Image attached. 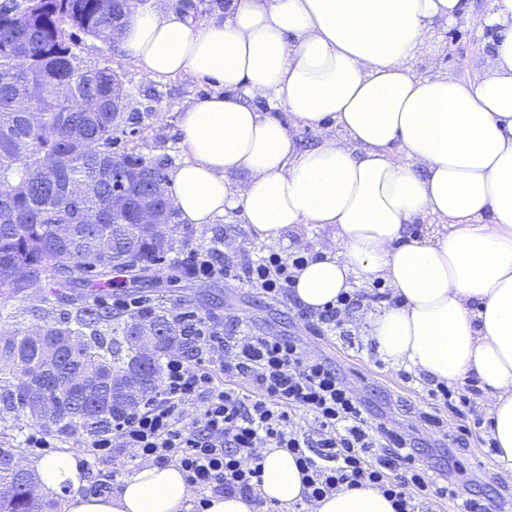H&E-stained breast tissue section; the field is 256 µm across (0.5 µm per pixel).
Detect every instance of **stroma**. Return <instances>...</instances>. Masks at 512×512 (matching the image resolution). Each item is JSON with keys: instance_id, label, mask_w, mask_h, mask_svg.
<instances>
[{"instance_id": "1", "label": "stroma", "mask_w": 512, "mask_h": 512, "mask_svg": "<svg viewBox=\"0 0 512 512\" xmlns=\"http://www.w3.org/2000/svg\"><path fill=\"white\" fill-rule=\"evenodd\" d=\"M486 4L487 0H468V9L461 18L437 26L414 64L415 72L429 75L449 70L465 79L476 74L496 37L493 30L481 23ZM73 50L85 66L112 65L129 96L130 107L113 135V152L142 156L166 173L182 163L187 153L180 144V115L191 102L213 94L214 83L181 75L144 79L121 47L81 33L74 38ZM170 232L172 250L162 261L141 272L138 281L123 274L111 286L103 287L92 278L83 288V295L105 301L113 308L135 297L168 307L186 303L191 311L215 316L227 324L242 320L257 335L298 340L308 350L330 357L353 389L366 397L373 412L390 417L399 432L419 436L423 463L457 468L476 487L512 497V477L501 472L487 434L474 427L472 418H459L443 407L439 410L443 429L419 424L417 412L423 406L427 389L422 379L405 381L400 369L379 356L359 351L350 340L327 326L316 330L307 327L291 297H272L245 282L221 276L199 280L191 277L181 264L189 249L211 245L220 249L222 260L238 265L244 259L255 260L272 251L312 255L326 244V231L304 226L291 234L288 244L274 245L230 213L200 228L174 224ZM49 295V286L41 284L31 288L24 298L5 305L9 317L0 323V329L26 330L35 325L32 311L42 307Z\"/></svg>"}]
</instances>
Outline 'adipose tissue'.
<instances>
[{"instance_id": "adipose-tissue-1", "label": "adipose tissue", "mask_w": 512, "mask_h": 512, "mask_svg": "<svg viewBox=\"0 0 512 512\" xmlns=\"http://www.w3.org/2000/svg\"><path fill=\"white\" fill-rule=\"evenodd\" d=\"M463 0H232L194 21L171 0L133 11L119 39L144 79L206 78L217 93L181 114L188 157L171 173L183 223L239 212L267 241L303 225L330 230L300 267L298 306L320 311L353 279L381 281L390 304L359 321L380 357L449 385L475 379L495 458L512 473V0L482 16L499 37L479 72L419 76L413 63ZM282 101L322 134L298 150L257 100ZM339 125L342 136L331 135ZM428 232L414 235V221ZM256 493L292 512L306 491L294 454L264 448ZM34 467L64 512H190L175 465L147 464L112 494H86L76 456ZM310 512H395L372 487H340Z\"/></svg>"}]
</instances>
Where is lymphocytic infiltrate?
Wrapping results in <instances>:
<instances>
[{
    "label": "lymphocytic infiltrate",
    "mask_w": 512,
    "mask_h": 512,
    "mask_svg": "<svg viewBox=\"0 0 512 512\" xmlns=\"http://www.w3.org/2000/svg\"><path fill=\"white\" fill-rule=\"evenodd\" d=\"M188 271L199 279L242 272L251 287L287 295L305 255L273 252L240 269L218 265L212 248L190 250ZM381 293L351 292L334 307L303 313L308 326L347 335L346 322ZM185 353L169 358L161 389L88 440L85 466L131 453L156 465L175 464L201 494L254 496L264 447L293 453L304 473L307 501L339 486H370L395 512H416L415 492L449 500L457 512H508L503 497L477 491L447 467L419 463L416 438L374 415L331 360L295 340L254 336L240 325L180 313Z\"/></svg>",
    "instance_id": "f902f5d3"
}]
</instances>
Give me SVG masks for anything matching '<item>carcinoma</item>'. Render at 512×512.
<instances>
[{"label":"carcinoma","instance_id":"carcinoma-1","mask_svg":"<svg viewBox=\"0 0 512 512\" xmlns=\"http://www.w3.org/2000/svg\"><path fill=\"white\" fill-rule=\"evenodd\" d=\"M140 0H6L0 4V300L26 294L33 282L74 291L75 311L53 316L34 310L37 326L0 334V421L38 423L49 432L91 438L112 428V419L156 392L163 359L183 349V326L174 310L156 306L147 315L112 311L77 292L90 274L103 284L118 273L145 270L172 249L156 239L135 212L151 202L174 223L178 217L162 174L145 158L115 154L112 133L129 102L120 76L109 65L84 69L71 47L74 31L94 38L124 22ZM26 103L40 113L28 122ZM127 177V207L112 210L114 178ZM141 322L162 330L151 343L149 364L157 374L136 389L112 394V378L128 377L142 362L130 340ZM58 346L59 367L102 383L83 396L46 389L55 408L44 421L31 412L27 385L45 366L44 349ZM15 453L0 448V512H50L39 493V476L18 474Z\"/></svg>","mask_w":512,"mask_h":512}]
</instances>
